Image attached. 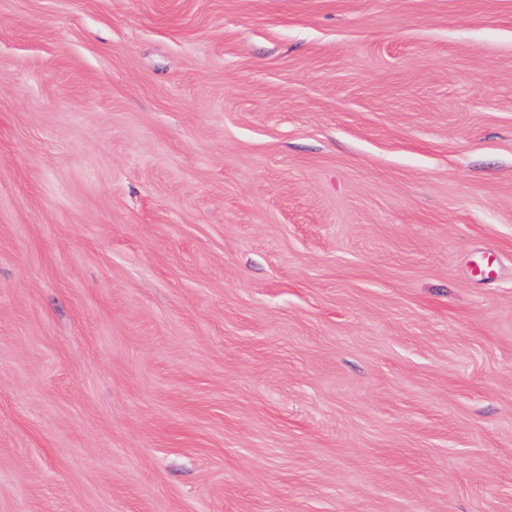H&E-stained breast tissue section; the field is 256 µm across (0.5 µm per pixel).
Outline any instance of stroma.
<instances>
[{
	"mask_svg": "<svg viewBox=\"0 0 512 512\" xmlns=\"http://www.w3.org/2000/svg\"><path fill=\"white\" fill-rule=\"evenodd\" d=\"M0 512H512V0H0Z\"/></svg>",
	"mask_w": 512,
	"mask_h": 512,
	"instance_id": "obj_1",
	"label": "stroma"
}]
</instances>
